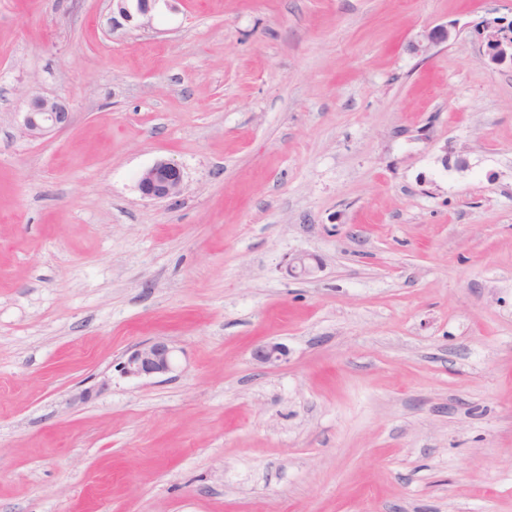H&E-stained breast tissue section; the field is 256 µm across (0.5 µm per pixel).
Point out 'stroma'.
<instances>
[{
  "label": "stroma",
  "mask_w": 512,
  "mask_h": 512,
  "mask_svg": "<svg viewBox=\"0 0 512 512\" xmlns=\"http://www.w3.org/2000/svg\"><path fill=\"white\" fill-rule=\"evenodd\" d=\"M111 16L0 0V512H512V0ZM481 34H485L486 55L489 61L495 65H512V21H486ZM71 114L59 98L33 97L24 112L23 133L31 139H44L65 129ZM184 187L182 168L171 160H158L146 168L138 180L144 198L164 201L179 196ZM119 368L121 375L129 379L166 375L174 370V349L163 339L137 345L126 351ZM286 348L275 341H269L258 346L254 353V359L265 365H276L286 356Z\"/></svg>",
  "instance_id": "35a3bbf8"
}]
</instances>
